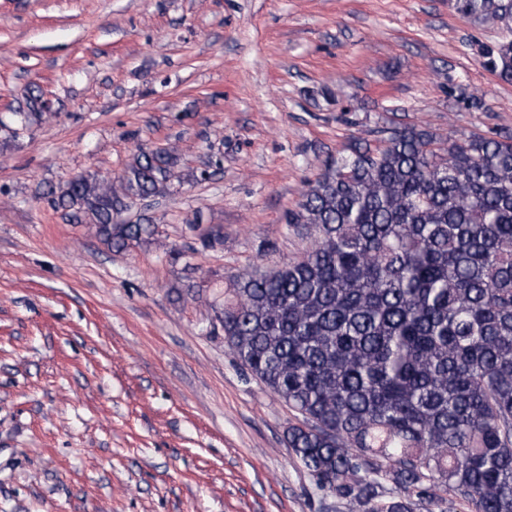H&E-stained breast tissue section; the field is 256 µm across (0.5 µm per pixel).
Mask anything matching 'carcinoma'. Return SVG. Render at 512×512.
<instances>
[{
  "instance_id": "obj_1",
  "label": "carcinoma",
  "mask_w": 512,
  "mask_h": 512,
  "mask_svg": "<svg viewBox=\"0 0 512 512\" xmlns=\"http://www.w3.org/2000/svg\"><path fill=\"white\" fill-rule=\"evenodd\" d=\"M509 27L512 0H452ZM512 82V40L479 45ZM47 112L29 98L30 123ZM320 160L285 223L304 256L238 277L217 318L241 365L299 416L288 447L352 512H427L448 498L512 512V133L448 139L396 123ZM169 150L115 180L75 176L44 193L71 224L123 251L155 219L115 223L176 178ZM206 247L220 229L190 226ZM392 485L384 490L382 482Z\"/></svg>"
}]
</instances>
